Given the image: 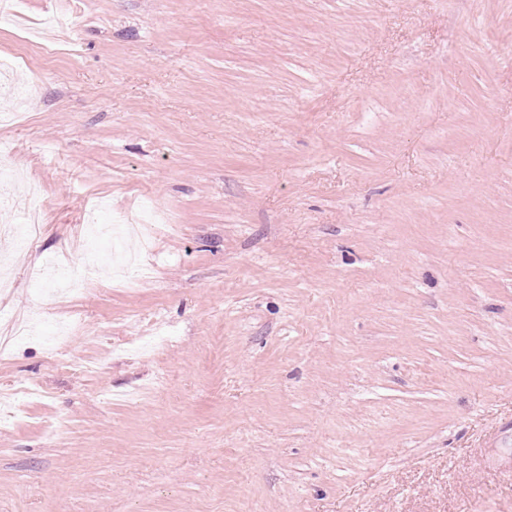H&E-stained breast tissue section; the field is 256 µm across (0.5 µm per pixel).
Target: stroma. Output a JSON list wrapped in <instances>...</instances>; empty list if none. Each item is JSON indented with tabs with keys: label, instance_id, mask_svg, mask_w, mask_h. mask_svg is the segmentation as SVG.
<instances>
[{
	"label": "stroma",
	"instance_id": "obj_1",
	"mask_svg": "<svg viewBox=\"0 0 512 512\" xmlns=\"http://www.w3.org/2000/svg\"><path fill=\"white\" fill-rule=\"evenodd\" d=\"M60 9L47 55L25 28ZM19 12L0 140L45 220L0 244V329L34 314L0 512H512V0ZM142 207L128 276L108 238L86 266V219Z\"/></svg>",
	"mask_w": 512,
	"mask_h": 512
}]
</instances>
